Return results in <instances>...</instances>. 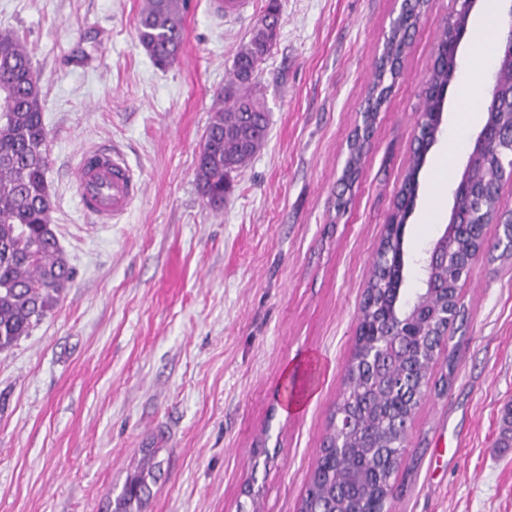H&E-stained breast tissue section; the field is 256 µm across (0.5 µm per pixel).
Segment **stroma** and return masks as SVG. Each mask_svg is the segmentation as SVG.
Segmentation results:
<instances>
[{
	"label": "stroma",
	"instance_id": "35a3bbf8",
	"mask_svg": "<svg viewBox=\"0 0 512 512\" xmlns=\"http://www.w3.org/2000/svg\"><path fill=\"white\" fill-rule=\"evenodd\" d=\"M259 68L269 109L262 149L220 210L195 179L212 108L266 0L231 18L194 0L177 60L141 47L143 0H0V31L27 44L50 132L52 223L75 278L29 336L0 350V512H100L143 449L161 472L143 512H297L343 388L373 256L413 149L421 89L452 0H429L403 72L340 178L401 0H279ZM453 83L419 175L404 251L439 235L477 128ZM119 148L144 191L96 223L74 194L82 152ZM347 205L336 209L337 195ZM434 212L431 223L421 214ZM489 225L458 286L455 379L421 405L390 512H512V256ZM306 393L285 412L283 385ZM267 449V467L255 452ZM363 148L364 142H360L357 139H354L353 142H350L348 146L349 156L345 165L341 181L344 186L343 190H345L348 186H352L353 180L355 179V176L358 173L361 165L363 157Z\"/></svg>",
	"mask_w": 512,
	"mask_h": 512
}]
</instances>
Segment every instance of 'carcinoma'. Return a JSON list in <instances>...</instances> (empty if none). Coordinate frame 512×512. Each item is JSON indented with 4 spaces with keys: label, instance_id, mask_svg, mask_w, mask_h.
<instances>
[{
    "label": "carcinoma",
    "instance_id": "1",
    "mask_svg": "<svg viewBox=\"0 0 512 512\" xmlns=\"http://www.w3.org/2000/svg\"><path fill=\"white\" fill-rule=\"evenodd\" d=\"M191 0H146L137 25L140 45L160 68L177 59L183 40V24ZM279 13L278 0H267L249 41L237 52L224 91L218 95L195 179L206 205L224 207L225 188L233 187V173L244 168L265 144L267 108L258 91L259 63L270 53L277 31L264 25ZM407 20L395 18L373 72V83L362 124L373 123L389 90L401 75L394 63L407 45ZM25 42L14 32H0V349L14 345L42 322L58 305L61 294L74 278L52 228L53 209L47 173L49 130L40 108L41 87ZM458 62L441 59L428 76L419 113L436 126L442 110L436 91L457 80ZM503 143L479 162L474 177L486 192L475 201L480 214L494 208L499 186L512 164L507 137L512 134V105L498 115ZM364 143L348 146L342 184L352 186L363 157ZM426 160L420 147L412 152L401 188L416 202L419 173ZM482 249L468 238L456 239L448 264L418 268L417 285L405 288L404 240L394 238L388 268L373 267L358 318L355 344L346 367L345 388L331 418V433L320 449L301 498L299 512H346L354 504L361 512H383L393 497L396 476L405 465L409 432L403 420H413L421 400L431 389L432 370L441 346L448 341L446 325L438 317L414 321L418 304H441L430 299L423 283L440 277L448 280V313L463 319L455 289L465 274V259ZM405 375L411 385L391 389L386 376ZM156 450L145 449L141 464L129 474L115 498H107L108 512H141L152 489L160 463Z\"/></svg>",
    "mask_w": 512,
    "mask_h": 512
}]
</instances>
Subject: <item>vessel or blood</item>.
<instances>
[{"mask_svg": "<svg viewBox=\"0 0 512 512\" xmlns=\"http://www.w3.org/2000/svg\"><path fill=\"white\" fill-rule=\"evenodd\" d=\"M73 184L81 211L100 224L123 216L143 191L123 154L107 149L82 153Z\"/></svg>", "mask_w": 512, "mask_h": 512, "instance_id": "obj_1", "label": "vessel or blood"}]
</instances>
